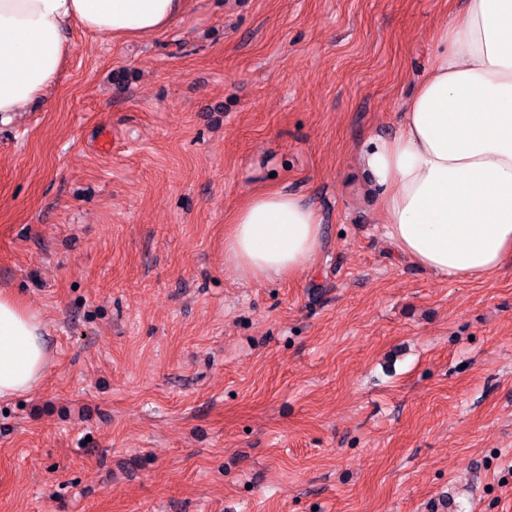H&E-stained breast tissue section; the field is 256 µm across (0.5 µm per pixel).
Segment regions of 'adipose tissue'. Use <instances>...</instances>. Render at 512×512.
Returning <instances> with one entry per match:
<instances>
[{"label":"adipose tissue","instance_id":"obj_1","mask_svg":"<svg viewBox=\"0 0 512 512\" xmlns=\"http://www.w3.org/2000/svg\"><path fill=\"white\" fill-rule=\"evenodd\" d=\"M187 0H0V122L53 86L72 24L120 39L168 30ZM437 52L399 132L364 156L397 252L440 277L482 280L512 264V0H467L436 35ZM323 239L316 210L272 189L231 216L224 254L245 280L305 271ZM43 324L0 292V399L40 385Z\"/></svg>","mask_w":512,"mask_h":512}]
</instances>
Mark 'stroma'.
<instances>
[{"label": "stroma", "instance_id": "stroma-1", "mask_svg": "<svg viewBox=\"0 0 512 512\" xmlns=\"http://www.w3.org/2000/svg\"><path fill=\"white\" fill-rule=\"evenodd\" d=\"M465 0H189L72 25L0 125V291L50 364L0 400V512H512V265L398 255L363 157ZM319 214L296 278L242 280L232 212Z\"/></svg>", "mask_w": 512, "mask_h": 512}]
</instances>
